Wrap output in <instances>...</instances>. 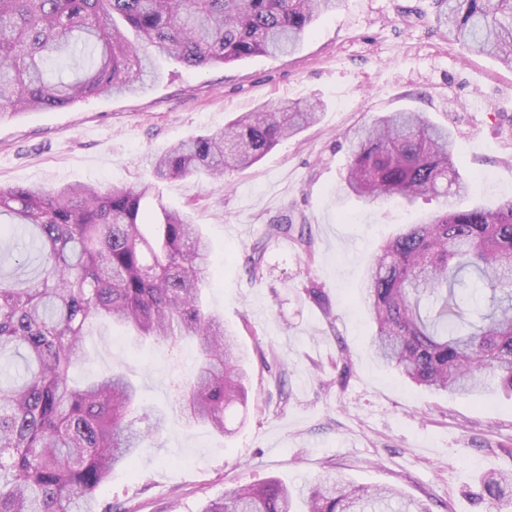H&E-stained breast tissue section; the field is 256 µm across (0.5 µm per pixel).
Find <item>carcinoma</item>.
<instances>
[{
    "label": "carcinoma",
    "mask_w": 512,
    "mask_h": 512,
    "mask_svg": "<svg viewBox=\"0 0 512 512\" xmlns=\"http://www.w3.org/2000/svg\"><path fill=\"white\" fill-rule=\"evenodd\" d=\"M340 0H0V119L21 110L70 107L94 95L144 91L159 78L157 50L204 68L294 51ZM436 22L467 52L512 68V0H435ZM320 103L262 106L224 129L192 136L151 159L152 178L124 187L0 189V238L37 248L39 272H0V512H112L97 490L131 464L165 421L150 417L135 385L114 373L72 383L90 326L108 320L137 341L196 346L192 374L176 389L177 418L226 435V412L245 405L246 356L204 307L211 247L184 213L146 222L155 182L205 174L214 181L259 162L317 119ZM451 135L420 112L379 116L353 144L341 191L369 203L442 200L419 224L389 235L365 284L376 359L417 386L475 394L498 381L512 397V200L461 209L467 190ZM311 250L307 225L270 224L246 255L262 270L267 244ZM145 422L147 426L139 427ZM482 499L512 505V476L481 478ZM397 500L399 512H430L396 489L342 478L308 490L272 478L241 486L204 512H367Z\"/></svg>",
    "instance_id": "obj_1"
}]
</instances>
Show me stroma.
<instances>
[{"instance_id": "obj_1", "label": "stroma", "mask_w": 512, "mask_h": 512, "mask_svg": "<svg viewBox=\"0 0 512 512\" xmlns=\"http://www.w3.org/2000/svg\"><path fill=\"white\" fill-rule=\"evenodd\" d=\"M434 0H342L294 53L188 68L160 59L145 93L91 96L74 106L0 120V187L123 186L154 154L222 129L261 106L317 99L318 121L280 141L223 183L190 176L160 183L143 204L188 212L212 244L207 307L235 329L250 360L246 412L228 413L232 437L182 422L113 470L98 490L112 512H202L232 489L276 477L304 484L341 475L392 486L432 512H492L475 498L487 473L512 474V399L498 390L443 395L375 361L363 278L381 235L437 206H369L340 191L350 140L373 116L405 109L448 126L470 184L465 206L512 198V70L465 52L434 21ZM309 225L312 254L268 244L262 277L243 267L267 225ZM326 304L309 299L308 285ZM75 384L119 370L146 406L170 409L195 367L192 344L135 345L94 322Z\"/></svg>"}]
</instances>
